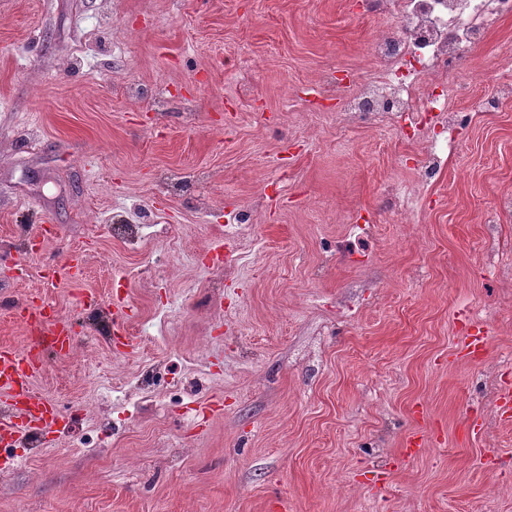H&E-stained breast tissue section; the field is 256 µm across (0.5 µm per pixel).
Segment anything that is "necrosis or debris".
Here are the masks:
<instances>
[{
    "label": "necrosis or debris",
    "mask_w": 512,
    "mask_h": 512,
    "mask_svg": "<svg viewBox=\"0 0 512 512\" xmlns=\"http://www.w3.org/2000/svg\"><path fill=\"white\" fill-rule=\"evenodd\" d=\"M370 7L387 21L368 47L377 73L349 89L328 75L323 81L343 92L340 118L347 123L390 120L416 128L423 113L433 114L446 134L430 140L416 169L419 182H431L456 146L454 64L512 14V0H370ZM427 76L448 85V92L427 93L422 83Z\"/></svg>",
    "instance_id": "obj_1"
}]
</instances>
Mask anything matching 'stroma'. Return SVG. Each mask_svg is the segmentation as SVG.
<instances>
[{
  "label": "stroma",
  "mask_w": 512,
  "mask_h": 512,
  "mask_svg": "<svg viewBox=\"0 0 512 512\" xmlns=\"http://www.w3.org/2000/svg\"><path fill=\"white\" fill-rule=\"evenodd\" d=\"M381 26L364 0H0V344L49 301L74 349L33 385L79 416L0 465V512H512V17L459 60V107L498 105L427 184L431 126L342 125L322 85L372 77ZM117 211L155 234L113 238ZM52 259L79 281L30 279ZM85 293L132 303L134 354Z\"/></svg>",
  "instance_id": "35a3bbf8"
}]
</instances>
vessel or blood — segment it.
<instances>
[{
    "label": "vessel or blood",
    "instance_id": "1",
    "mask_svg": "<svg viewBox=\"0 0 512 512\" xmlns=\"http://www.w3.org/2000/svg\"><path fill=\"white\" fill-rule=\"evenodd\" d=\"M26 325L38 333L59 338L60 354H67L73 344L66 325L47 317L42 307L25 308ZM40 367L31 353L18 352L14 346L0 345V441L44 438L61 433L67 417L58 401L37 392L33 378Z\"/></svg>",
    "mask_w": 512,
    "mask_h": 512
}]
</instances>
